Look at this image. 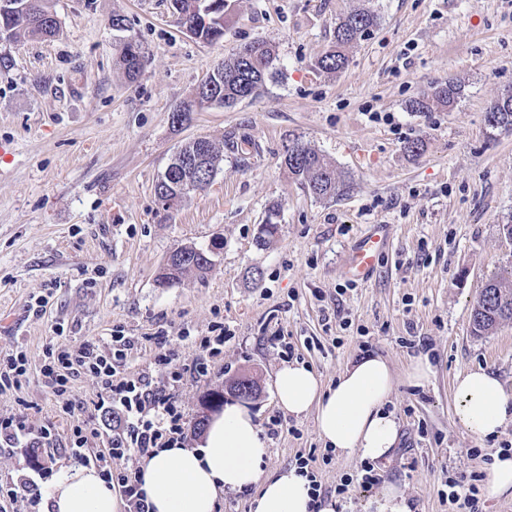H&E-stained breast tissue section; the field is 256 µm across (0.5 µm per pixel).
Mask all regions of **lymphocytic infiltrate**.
Returning a JSON list of instances; mask_svg holds the SVG:
<instances>
[{
	"label": "lymphocytic infiltrate",
	"instance_id": "lymphocytic-infiltrate-1",
	"mask_svg": "<svg viewBox=\"0 0 512 512\" xmlns=\"http://www.w3.org/2000/svg\"><path fill=\"white\" fill-rule=\"evenodd\" d=\"M143 346L150 349L162 381L127 372L129 353ZM40 372L61 393L67 391L74 375L83 373L95 378L100 389L95 409L112 413L114 419L75 426L68 453L74 459L84 460L83 450L89 437H107L108 451L96 456L95 467L106 483L118 484L126 512H150L141 489L140 469L117 471L112 463L123 459L131 450L144 458L162 448L180 447L186 421L173 389L185 373L206 376L207 363L190 367L179 364L177 350L166 333L158 331L136 338L125 335L123 328L116 326L104 345L86 340L75 345L60 343L48 347ZM50 435V424L32 425L28 416L0 417L1 447L14 448L25 443L37 448Z\"/></svg>",
	"mask_w": 512,
	"mask_h": 512
}]
</instances>
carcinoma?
Instances as JSON below:
<instances>
[{"label":"carcinoma","instance_id":"cac0c4a2","mask_svg":"<svg viewBox=\"0 0 512 512\" xmlns=\"http://www.w3.org/2000/svg\"><path fill=\"white\" fill-rule=\"evenodd\" d=\"M28 7L9 15L0 16V28H6L9 38L48 39L59 33V24L51 11L50 0H27ZM205 0H172L177 23L195 26L196 38L213 43L224 37V16L208 14L203 11ZM377 25V16L366 8H358L340 19L336 24L334 38L329 48L318 56L314 68L324 73L342 71L349 61V50L370 33ZM248 56L236 53L213 68L199 84L202 97L191 94L181 101L177 108L187 122L190 115L200 112L210 104L206 97L218 98L217 104L230 106L249 98L276 74L275 47L263 40L249 44ZM118 68L129 78H135L141 71L144 61L142 46L137 41L127 40L119 49ZM461 93V87L453 83H440L433 91L414 99L410 104L413 112H431L437 108H446L453 104ZM487 125L493 130H512V94L498 98L486 115ZM224 156L214 144H209V153L200 163V167L183 174L172 181L161 176L155 185V191L161 192L158 199L177 204L191 194L205 190L212 182ZM292 178L306 187L320 199H334L345 194L349 183L346 177L336 171V166L324 155L306 146H295L284 160ZM177 250L189 255V258L175 265L174 270L162 269L157 282L177 284L190 273L199 276L206 274L212 267V261L199 254V248L193 245H181ZM512 320V271L486 282L480 297L471 311V328L477 336L489 335L505 321ZM229 389L241 391V397L249 398L258 391L257 381L252 377H240L232 381Z\"/></svg>","mask_w":512,"mask_h":512}]
</instances>
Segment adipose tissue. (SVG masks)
<instances>
[{"label": "adipose tissue", "mask_w": 512, "mask_h": 512, "mask_svg": "<svg viewBox=\"0 0 512 512\" xmlns=\"http://www.w3.org/2000/svg\"><path fill=\"white\" fill-rule=\"evenodd\" d=\"M273 385L279 406L299 416L315 411L318 434L334 451L372 461L388 457L398 426L386 406L395 378L389 362L367 354L350 363L332 386L300 364L278 369ZM459 424L473 436L499 434L512 423V395L485 369L456 379ZM261 430L249 411L226 405L207 426L200 446L162 448L140 464L152 512H215L219 496L255 488L252 512H310V483L297 469L264 475ZM47 512H122V502L93 467L61 471L42 489Z\"/></svg>", "instance_id": "adipose-tissue-1"}]
</instances>
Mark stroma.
<instances>
[{"mask_svg": "<svg viewBox=\"0 0 512 512\" xmlns=\"http://www.w3.org/2000/svg\"><path fill=\"white\" fill-rule=\"evenodd\" d=\"M59 34L0 38V355L23 348L31 372L0 392V416L53 423L50 447L0 450V484L33 476L35 464L72 467L75 425L94 410L99 387L87 375L63 394L39 369L47 347L107 341L114 326L177 340L181 363L204 353L212 325L232 338L208 376H185L175 395L187 418L186 447L208 395L256 376L245 405L258 423L281 417L264 467H290L297 453L325 448L316 414L278 407L272 377L287 358L282 342L323 385L361 354L386 357L397 377L391 397L399 426L380 484H359L358 455H334L318 471L326 492L351 479L345 512H370L383 486L411 512H446L445 473H488L485 439L457 420L454 380L481 367L512 394V321L473 335L471 308L486 279L512 265V130L490 131L486 112L512 90V0H227L224 37L204 43L182 31L170 0H51ZM378 24L344 70L312 63L336 23L357 7ZM126 18L124 29L113 15ZM139 42L141 75L118 70L120 41ZM276 48L278 73L258 95L193 113L170 114L216 64L244 44ZM450 80L463 92L447 110L414 112L411 100ZM205 137L224 150L212 184L168 208L154 186L178 147ZM422 139L414 154L409 142ZM315 149L347 176L342 197L319 199L283 164L289 147ZM278 206V232L259 246L260 225ZM393 237L378 273L349 289L339 275L354 240L370 225ZM212 249L213 266L169 288L156 275L177 246ZM53 289L45 314L27 307ZM190 339L179 340L182 330ZM433 375L412 385L415 363Z\"/></svg>", "mask_w": 512, "mask_h": 512, "instance_id": "stroma-1", "label": "stroma"}]
</instances>
